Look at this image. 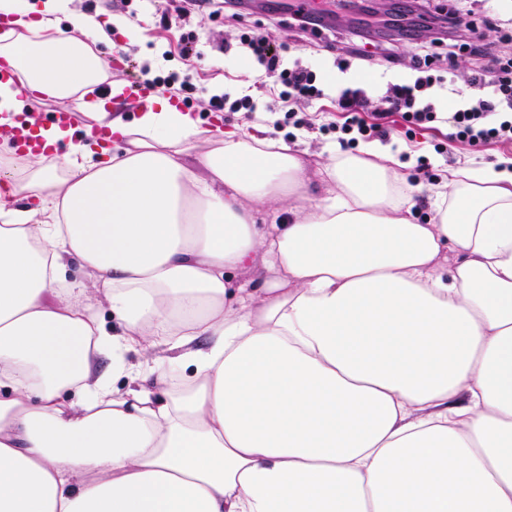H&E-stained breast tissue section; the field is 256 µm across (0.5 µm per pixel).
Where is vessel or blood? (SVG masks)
Here are the masks:
<instances>
[{"label": "vessel or blood", "mask_w": 512, "mask_h": 512, "mask_svg": "<svg viewBox=\"0 0 512 512\" xmlns=\"http://www.w3.org/2000/svg\"><path fill=\"white\" fill-rule=\"evenodd\" d=\"M147 98V87L141 82L127 83L121 93H113L111 85L104 84L89 91L85 97L89 111L110 105H140ZM59 129L73 131L82 137L83 125L77 112L59 107L46 112L34 113L33 117L11 116L8 123H0V134L9 135L19 152L48 154L53 150L45 136L46 131Z\"/></svg>", "instance_id": "obj_1"}]
</instances>
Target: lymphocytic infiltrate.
Returning <instances> with one entry per match:
<instances>
[{
    "label": "lymphocytic infiltrate",
    "instance_id": "lymphocytic-infiltrate-1",
    "mask_svg": "<svg viewBox=\"0 0 512 512\" xmlns=\"http://www.w3.org/2000/svg\"><path fill=\"white\" fill-rule=\"evenodd\" d=\"M438 33L441 39L447 40L449 48L467 45L478 57L479 63L470 76L477 96L449 107L447 112H438L425 100L426 91L435 82L432 61L427 56L418 58L414 63L415 79L389 84L377 108H370L361 88L340 90L336 103L345 114L344 122L336 128L340 146L359 138L386 137L387 120L397 113L416 128L429 129L447 123L448 140L457 145L512 147V52H501L487 44H472V28L452 16L441 19ZM239 41L264 65L266 74L274 77L282 101H313L322 97L316 73L303 65H284L268 38L247 31L241 33Z\"/></svg>",
    "mask_w": 512,
    "mask_h": 512
}]
</instances>
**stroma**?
<instances>
[{
  "mask_svg": "<svg viewBox=\"0 0 512 512\" xmlns=\"http://www.w3.org/2000/svg\"><path fill=\"white\" fill-rule=\"evenodd\" d=\"M312 9L314 0H240L237 6L224 7L219 14L197 12L187 24L197 37V43L184 45L158 26L162 13L175 9L174 0H73L81 12L112 23L107 40L93 43L97 55H105L113 49H121L126 62L119 69L123 80L142 78L145 64L161 60L162 53H169L166 67L191 75L196 86L188 103L201 121L212 122L214 114L209 106L211 95L222 92L231 96L246 93L253 97L257 109L253 112H225L221 118L225 130H241L262 137L267 135L285 138L288 145L309 154L312 164L324 163L330 154L339 152L335 132L329 131L328 123L337 121L334 96L338 89L354 84L363 88L372 99L383 95L389 82L399 77H412L410 65L415 57L425 52H436V69L439 76L448 74V48L433 43L428 33L406 41L392 36L390 31L373 32L372 41L385 44L389 57L365 62L351 54L357 40L347 33L321 31L298 34L293 25L289 5ZM255 29L267 34L279 47L286 63L301 61L314 69L321 77L327 96L318 102L297 103L287 106L278 98L273 78L240 47L241 31ZM296 112L307 123L306 129L294 130L288 121L289 112ZM402 123L391 124L389 137L373 139L377 149L390 153L401 163V171L409 182L418 185L420 192L413 210L419 221L432 216L430 195L433 182L425 180L416 168L419 156H427L434 176H441L450 163H467L476 167L501 162L507 156L503 149L483 148L473 150L457 146L449 153L439 154L435 145L447 144L446 128L423 130L413 138H406Z\"/></svg>",
  "mask_w": 512,
  "mask_h": 512,
  "instance_id": "obj_1",
  "label": "stroma"
}]
</instances>
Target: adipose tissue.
<instances>
[{"instance_id": "1", "label": "adipose tissue", "mask_w": 512, "mask_h": 512, "mask_svg": "<svg viewBox=\"0 0 512 512\" xmlns=\"http://www.w3.org/2000/svg\"><path fill=\"white\" fill-rule=\"evenodd\" d=\"M55 10L0 0V107L106 79ZM92 118L113 148L0 144V512H512V169H449L420 223L388 155ZM68 279L83 283L88 289L80 299L85 303L93 304L98 314L108 326L114 324L110 305L103 292L93 287L94 277L90 273L84 272L78 266H72L68 269Z\"/></svg>"}]
</instances>
